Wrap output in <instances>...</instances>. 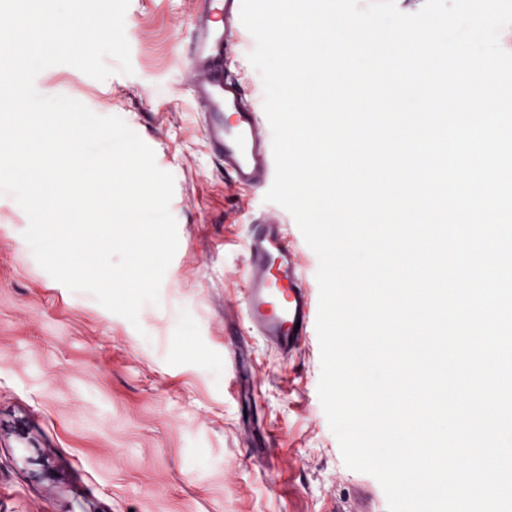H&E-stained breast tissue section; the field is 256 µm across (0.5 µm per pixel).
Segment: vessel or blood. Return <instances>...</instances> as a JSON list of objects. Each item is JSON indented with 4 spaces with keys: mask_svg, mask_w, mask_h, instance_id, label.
<instances>
[{
    "mask_svg": "<svg viewBox=\"0 0 512 512\" xmlns=\"http://www.w3.org/2000/svg\"><path fill=\"white\" fill-rule=\"evenodd\" d=\"M239 8L240 0H223L218 7L205 0L196 19L197 37L188 67L197 76L194 92L206 109L212 151L237 183L258 185L270 169L265 130L221 67L229 37L226 22ZM246 251L244 309L250 327L282 355H292L307 333L312 304L277 216H265L256 224Z\"/></svg>",
    "mask_w": 512,
    "mask_h": 512,
    "instance_id": "1",
    "label": "vessel or blood"
}]
</instances>
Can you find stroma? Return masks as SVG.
Listing matches in <instances>:
<instances>
[{"label":"stroma","instance_id":"stroma-1","mask_svg":"<svg viewBox=\"0 0 512 512\" xmlns=\"http://www.w3.org/2000/svg\"><path fill=\"white\" fill-rule=\"evenodd\" d=\"M202 0H130L132 74L69 65L36 89L117 116L174 177L178 248L139 326L71 292L35 260L28 218L0 195V512H387L348 468L322 408L309 329L284 358L243 312L253 224L282 219L311 295L319 261L293 216L225 172L187 65ZM254 40L231 23L224 72L255 111Z\"/></svg>","mask_w":512,"mask_h":512}]
</instances>
